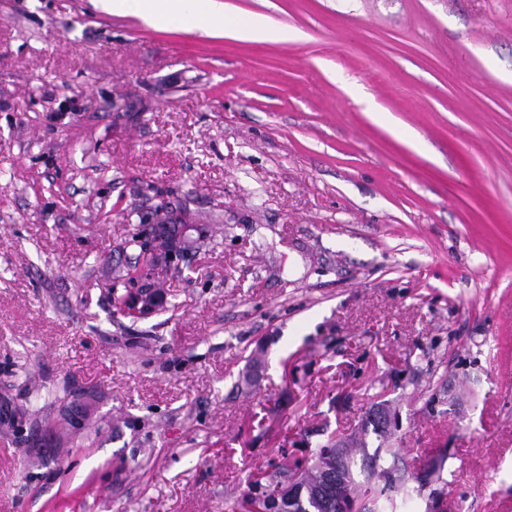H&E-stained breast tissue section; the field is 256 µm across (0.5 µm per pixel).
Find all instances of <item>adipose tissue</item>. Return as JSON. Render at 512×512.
Segmentation results:
<instances>
[{
	"label": "adipose tissue",
	"mask_w": 512,
	"mask_h": 512,
	"mask_svg": "<svg viewBox=\"0 0 512 512\" xmlns=\"http://www.w3.org/2000/svg\"><path fill=\"white\" fill-rule=\"evenodd\" d=\"M101 11L108 14L135 12L145 24H189L205 33L224 32L222 0H97Z\"/></svg>",
	"instance_id": "adipose-tissue-1"
}]
</instances>
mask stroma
Returning a JSON list of instances; mask_svg holds the SVG:
<instances>
[{"label": "stroma", "mask_w": 512, "mask_h": 512, "mask_svg": "<svg viewBox=\"0 0 512 512\" xmlns=\"http://www.w3.org/2000/svg\"><path fill=\"white\" fill-rule=\"evenodd\" d=\"M223 3L272 37L0 0V395L43 415L0 512H239L383 401L445 512H512V0ZM161 204L206 236L114 315Z\"/></svg>", "instance_id": "obj_1"}]
</instances>
